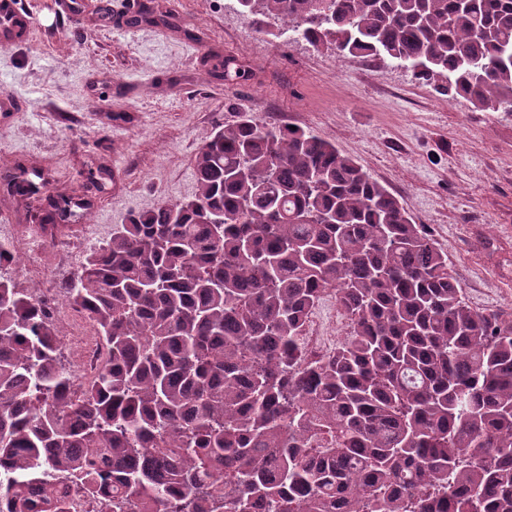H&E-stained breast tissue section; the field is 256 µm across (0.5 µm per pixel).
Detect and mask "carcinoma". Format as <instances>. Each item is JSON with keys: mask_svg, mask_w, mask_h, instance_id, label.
<instances>
[{"mask_svg": "<svg viewBox=\"0 0 512 512\" xmlns=\"http://www.w3.org/2000/svg\"><path fill=\"white\" fill-rule=\"evenodd\" d=\"M236 2L512 112V0ZM194 169L192 198L132 215L67 287L103 341L87 384L0 276V512H66L59 482L118 512H512V313L471 308L423 225L309 128L244 115ZM0 190L43 195L49 242L88 206L30 160ZM328 290L352 331L315 359Z\"/></svg>", "mask_w": 512, "mask_h": 512, "instance_id": "obj_1", "label": "carcinoma"}]
</instances>
